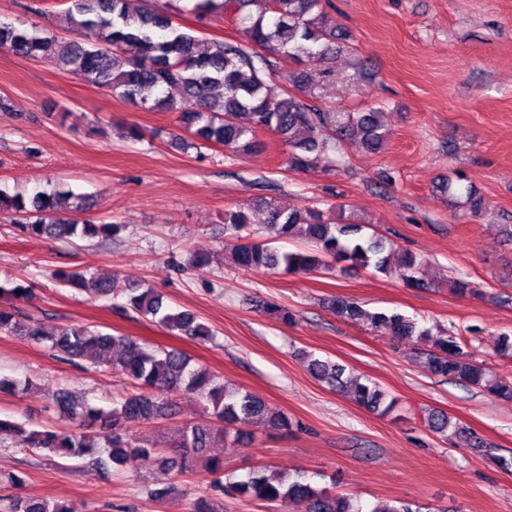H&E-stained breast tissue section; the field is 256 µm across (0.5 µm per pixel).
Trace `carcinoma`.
Here are the masks:
<instances>
[{"label":"carcinoma","mask_w":512,"mask_h":512,"mask_svg":"<svg viewBox=\"0 0 512 512\" xmlns=\"http://www.w3.org/2000/svg\"><path fill=\"white\" fill-rule=\"evenodd\" d=\"M132 0H68L62 27L74 36L69 45L58 49L56 36L23 22L0 20V48L28 59H45L63 72L106 87L123 99L147 111L177 113L178 126L188 137L173 136L171 143L180 150H196L212 145L232 152H252L258 146L257 132L274 131L288 147V169L307 171L322 163L334 167L339 160L328 155L327 141L319 136L333 126L343 140H352L367 151H375L387 139L389 129L383 112L371 108L361 112H320L294 95L279 100L267 89L274 63L247 50V45L286 56L304 65L323 58L347 40V34L329 23L322 0H268L266 11L244 13L252 0H195L193 10L201 17L221 16L230 11L247 44L214 40L200 48L196 35L160 10L147 5L131 6ZM185 98L195 103L192 110L179 106ZM85 199L70 190L34 189L27 195L0 191V214L8 215L22 234L63 240L86 237L110 238L120 226L79 223L67 214L84 210ZM257 207L265 213V228L274 236L299 238L310 245L306 252H281L251 229L252 206L224 211V231L235 238L232 257L236 264L253 271L280 269L287 274L329 270L345 272L371 267L384 276L401 273L403 282L421 288L417 277L418 257L402 250L386 238L368 234L369 224L344 205L335 207L336 220L325 217L315 207L298 208L260 199ZM55 278L92 298H126L125 308L151 318L173 336L192 341L213 340L214 333L190 310L173 311L166 297L143 284L115 287V280L89 275L84 270H59ZM31 288L14 281L0 283V334L30 336L46 344L52 355L78 364L95 357L125 377L135 387L113 404L109 412L77 399L62 390L54 397L55 406L78 422L72 429L25 424L0 418V443L18 440L28 452L82 459L96 467L117 469L131 456L147 465H158L183 474L201 462L212 474L224 473V460L208 457L215 434L243 440L237 424L262 419L275 430L289 429L288 417L273 409L264 399L224 379L191 365V358L179 350L150 349L129 336L103 333L82 325L45 330L25 324L13 301L29 296ZM328 307L350 321L362 320L371 330L406 339L429 340L420 357L430 374L443 380L472 385L494 395L512 399V382L498 379L481 363L468 357L456 337L442 332L433 335L397 312H370L352 299L336 296ZM307 372L330 389L348 393L361 407L381 416L394 412L398 401L368 378L346 376V367L329 359L306 355ZM189 394L211 412L218 424L204 427L191 424L174 436L171 455L142 442L129 433L127 423H151L171 415L173 397ZM215 488L227 494L250 496L269 505L288 498L300 512H363L345 496L314 486L303 473L294 476L256 467L245 478ZM9 512H72L68 507L45 500L15 496ZM371 512H421V506L397 500Z\"/></svg>","instance_id":"1"}]
</instances>
